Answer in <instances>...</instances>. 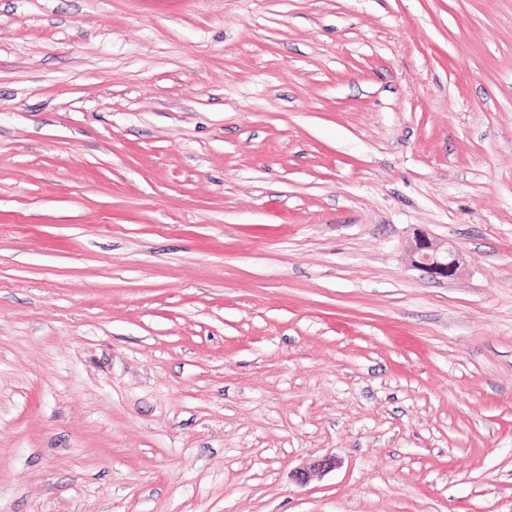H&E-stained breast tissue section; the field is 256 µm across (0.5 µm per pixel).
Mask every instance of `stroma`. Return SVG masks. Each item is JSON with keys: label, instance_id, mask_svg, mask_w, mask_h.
Masks as SVG:
<instances>
[{"label": "stroma", "instance_id": "obj_1", "mask_svg": "<svg viewBox=\"0 0 512 512\" xmlns=\"http://www.w3.org/2000/svg\"><path fill=\"white\" fill-rule=\"evenodd\" d=\"M0 512H512V0H0ZM408 264L433 279H451L460 273L459 254L452 248L441 250L428 233L418 231L407 252Z\"/></svg>", "mask_w": 512, "mask_h": 512}]
</instances>
